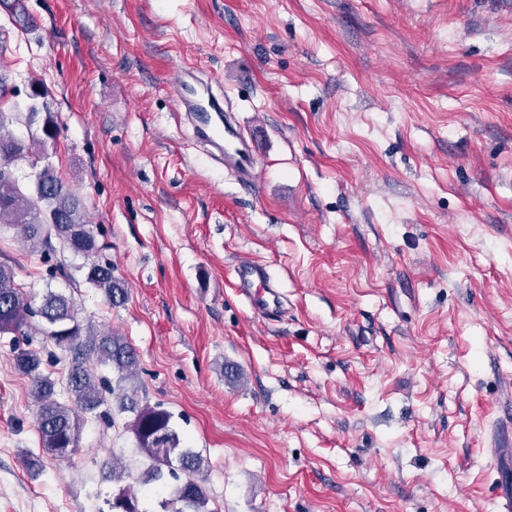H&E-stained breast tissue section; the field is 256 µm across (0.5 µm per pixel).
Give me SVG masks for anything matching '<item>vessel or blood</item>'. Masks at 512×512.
I'll use <instances>...</instances> for the list:
<instances>
[{"mask_svg": "<svg viewBox=\"0 0 512 512\" xmlns=\"http://www.w3.org/2000/svg\"><path fill=\"white\" fill-rule=\"evenodd\" d=\"M178 107L190 116L195 136L212 144L225 165L244 172L249 183H256L258 163L252 148L245 146L236 128L224 120L223 97L215 93L210 81L195 71L181 69L169 79ZM238 288L248 292L250 305L261 314L277 308L279 297L268 285V274L262 265L246 263L235 270Z\"/></svg>", "mask_w": 512, "mask_h": 512, "instance_id": "b4317fda", "label": "vessel or blood"}]
</instances>
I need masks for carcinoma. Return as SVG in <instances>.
<instances>
[{"label":"carcinoma","instance_id":"carcinoma-1","mask_svg":"<svg viewBox=\"0 0 512 512\" xmlns=\"http://www.w3.org/2000/svg\"><path fill=\"white\" fill-rule=\"evenodd\" d=\"M36 100L31 111L42 116L41 135H31L25 142L8 132L19 122L17 112L0 108V172L15 170L28 155H39L48 140L55 139L57 124L40 85L32 86ZM13 230L20 238L51 259L56 248L68 249L89 259L78 267L84 282L100 290L111 305L127 297V285L112 273V265L94 260L100 250L89 217L74 191L65 184L53 166L45 164L35 173L32 183L0 175V230ZM40 319L37 331L61 353L71 357L66 380L68 400L63 401L51 374L42 369V357L32 348L14 347L15 369L30 382V395L37 406L35 423L42 449L50 456L64 459L72 455L80 439L84 418L91 415L107 424L113 418L107 396L118 403L119 411L134 415L129 424L138 452L148 461L138 477L119 463L112 464V482L135 479L142 485L164 484L165 475L177 484L159 501L160 512H212L203 484L206 460L183 446L172 426V414L140 404L134 383L138 356L133 347L109 329L97 330L78 319L72 298L47 289L38 306L24 297L15 280L12 266L0 263V335H29L31 319ZM112 368L115 382L96 376L87 362ZM109 512H140L138 498L125 488L106 501Z\"/></svg>","mask_w":512,"mask_h":512}]
</instances>
